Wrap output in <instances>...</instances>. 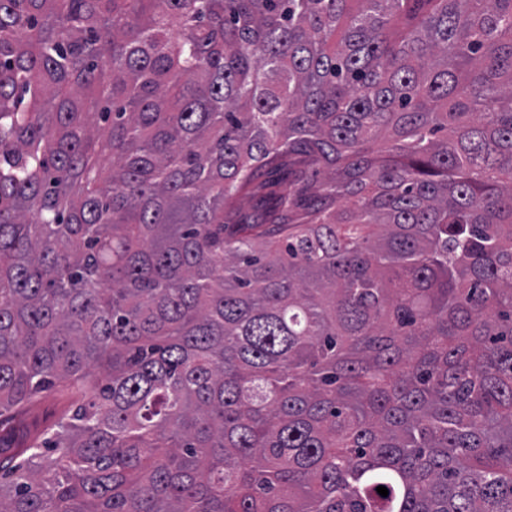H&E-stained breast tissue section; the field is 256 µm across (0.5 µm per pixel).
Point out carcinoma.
I'll return each mask as SVG.
<instances>
[{"label":"carcinoma","instance_id":"cac0c4a2","mask_svg":"<svg viewBox=\"0 0 512 512\" xmlns=\"http://www.w3.org/2000/svg\"><path fill=\"white\" fill-rule=\"evenodd\" d=\"M0 512H512V0H0ZM71 398L61 388L45 394L34 406L33 411L41 419H54L70 404Z\"/></svg>","mask_w":512,"mask_h":512}]
</instances>
